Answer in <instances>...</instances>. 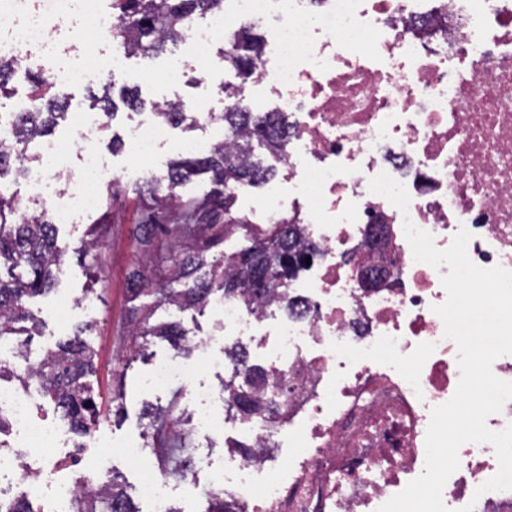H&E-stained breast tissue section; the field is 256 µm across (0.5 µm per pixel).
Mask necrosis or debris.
Listing matches in <instances>:
<instances>
[{
	"label": "necrosis or debris",
	"instance_id": "obj_1",
	"mask_svg": "<svg viewBox=\"0 0 512 512\" xmlns=\"http://www.w3.org/2000/svg\"><path fill=\"white\" fill-rule=\"evenodd\" d=\"M63 19L98 40L77 63L58 66ZM244 24L266 31L256 84L290 124L285 179L255 198L253 210L268 224L300 225L318 255L287 285L291 314L259 317L219 297L220 329L195 344L260 351L288 380L276 418L217 416L209 408L214 389L195 386L192 433L207 438L231 427L256 448L287 436L294 456L282 468L261 457L230 460L220 490L244 512H377L422 473L430 412L460 377L457 345L433 311L447 298L441 277L449 268L415 261L404 221L430 232L442 250L467 229L475 264L512 271V0H225L223 11L190 21V58L202 71L223 72L212 50ZM117 25L102 0H0V49L20 71L50 74L59 87L124 68L125 51L113 49L107 67L99 43ZM70 115L79 148L43 142L41 172L29 181L58 224L92 208L108 172L92 143L97 119L75 106ZM170 134V124L150 116L129 130L147 162ZM73 151L84 190L67 196L50 190L44 174ZM383 172L405 185L407 211L370 191ZM374 226L388 230L384 249L367 243ZM387 258L392 274L378 288H360V273ZM36 390L33 382L0 384V416L11 433L10 449H0V505L22 489L39 512H71L82 487L98 480L87 451L102 438L94 433L75 447L65 419L38 411ZM116 448L139 471L149 512H170L169 484L148 466L143 443ZM459 459L442 492L449 512H512V491H478L499 469L493 446L464 444Z\"/></svg>",
	"mask_w": 512,
	"mask_h": 512
}]
</instances>
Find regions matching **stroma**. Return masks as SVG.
Returning a JSON list of instances; mask_svg holds the SVG:
<instances>
[{
  "mask_svg": "<svg viewBox=\"0 0 512 512\" xmlns=\"http://www.w3.org/2000/svg\"><path fill=\"white\" fill-rule=\"evenodd\" d=\"M160 57L133 56L128 60L124 74L118 75V86L136 90L145 104L161 102L168 98L182 102L186 112L198 106L224 108L222 83L238 84L235 73H228L225 82L201 81L193 74L177 86H169L154 73ZM142 112L120 107L110 127L99 129L95 145L106 157L111 172L97 187V203L80 212L74 223L58 227V244L64 251L63 273L58 284L45 296L34 298L30 307L37 315L57 305L60 299L81 300L93 296L97 301L94 310L78 312L69 329H57L46 321L41 336L35 337L33 348L56 346L68 333L81 332L83 339L94 353L92 374L86 378L93 389L100 410L112 406V388L123 384L125 401L121 418L99 419L92 423V431L122 441L136 438L146 448H153L147 409L166 406L178 401L184 419H191L192 406L187 385L181 382L168 389L150 393L143 389L142 380L153 365L164 359L174 358L175 350L160 338L151 339L143 352H135L134 341L126 322L135 307H150L154 321L171 320L172 308L158 304L155 296H134L129 279L131 269L141 260L138 240L142 236L146 216L153 205L147 192V176L143 164L134 156L129 140V127ZM103 232L104 246L98 251H86L84 242L96 232ZM194 460H206L208 468L194 469L191 477L196 491L209 496L212 485L224 478V457L227 450L223 438L206 441L194 436L186 440Z\"/></svg>",
  "mask_w": 512,
  "mask_h": 512,
  "instance_id": "35a3bbf8",
  "label": "stroma"
}]
</instances>
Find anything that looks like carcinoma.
<instances>
[{"label": "carcinoma", "instance_id": "carcinoma-1", "mask_svg": "<svg viewBox=\"0 0 512 512\" xmlns=\"http://www.w3.org/2000/svg\"><path fill=\"white\" fill-rule=\"evenodd\" d=\"M224 6V0H112L119 24L114 39L129 55L156 56L175 50L189 21ZM231 51L224 55V64L247 82L258 75L263 54L261 33L252 25L241 27L231 38ZM18 70L13 56L0 52V99L14 93L11 85ZM116 75L109 73L102 82V94L92 99L91 109L105 117H115L117 104L111 96ZM33 95L41 101L28 112H0V121L12 126L11 136L0 139V183L9 176L19 178L28 171L26 164L38 161L28 153L30 144L50 134L57 120L65 115L66 102L54 93L55 86L45 76L29 77ZM228 103L216 119L224 122V133L231 141L218 144L207 154L184 152L170 163L166 174L149 180L152 194L166 185L168 194L162 200L170 203L176 218L159 226L154 220L162 214L160 207L150 209L148 228L163 229L169 242L162 261L170 263L172 278L159 288L145 276L144 267L131 271L139 286L151 288L159 295L158 302L182 310L205 306L214 296L238 298L257 315L271 310L273 301L288 308L284 293L288 281L306 267V258L315 257L314 247L302 242L297 224H271L252 235L253 248L224 256V266L209 264L205 252L217 240L237 229L245 230L249 220L233 213V187L238 184L260 185L274 176L269 157H277L287 135V123L278 112H253L236 102V95H226ZM155 117L163 122L181 125L186 112L179 103L153 106ZM207 174L215 185L201 199L183 200L175 193L191 178ZM62 253L57 244L56 226L46 212H24L16 195H6L0 188V268L25 266L24 281L5 279L0 275V337L20 336L21 346H30L31 337L40 335L44 322L29 308V302L49 293L62 272ZM192 279L187 288L172 284ZM134 324L132 335L162 338L175 349L187 350L185 333L176 321L150 323V314L133 310L128 316ZM30 326H19V323ZM228 357L242 366L241 379L224 384V398L234 412L243 417L274 416L273 401L261 393L268 389L282 391L288 382L276 377L267 368L249 362L246 349L236 346L226 351ZM93 355L76 333L57 344L44 356L36 376L43 394L50 398L55 410L71 427L85 434L89 429L87 414H95L94 395L83 381L92 368ZM172 403L158 412L151 426L170 419L169 430L176 432L182 416ZM74 512H140L121 483L112 478L91 489L74 503ZM207 512H241L239 507L219 493L212 495Z\"/></svg>", "mask_w": 512, "mask_h": 512}]
</instances>
